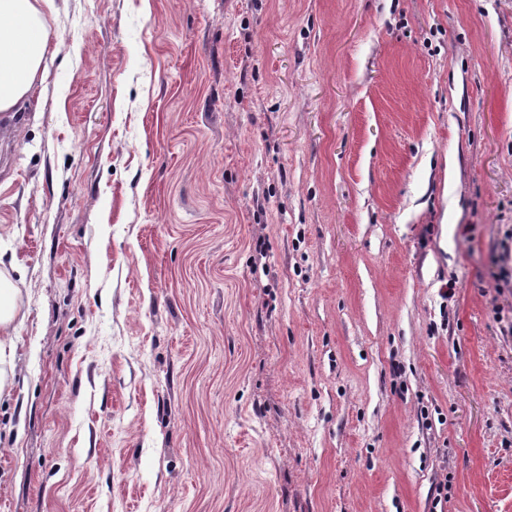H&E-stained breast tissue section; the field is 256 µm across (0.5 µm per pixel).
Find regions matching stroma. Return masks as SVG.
<instances>
[{
    "instance_id": "1",
    "label": "stroma",
    "mask_w": 512,
    "mask_h": 512,
    "mask_svg": "<svg viewBox=\"0 0 512 512\" xmlns=\"http://www.w3.org/2000/svg\"><path fill=\"white\" fill-rule=\"evenodd\" d=\"M42 16L0 512H512V0Z\"/></svg>"
}]
</instances>
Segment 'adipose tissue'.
Here are the masks:
<instances>
[{
  "label": "adipose tissue",
  "mask_w": 512,
  "mask_h": 512,
  "mask_svg": "<svg viewBox=\"0 0 512 512\" xmlns=\"http://www.w3.org/2000/svg\"><path fill=\"white\" fill-rule=\"evenodd\" d=\"M49 33L34 0H0V112L28 101L48 51ZM17 283L0 273V389L11 349L4 336L16 314Z\"/></svg>",
  "instance_id": "adipose-tissue-1"
}]
</instances>
